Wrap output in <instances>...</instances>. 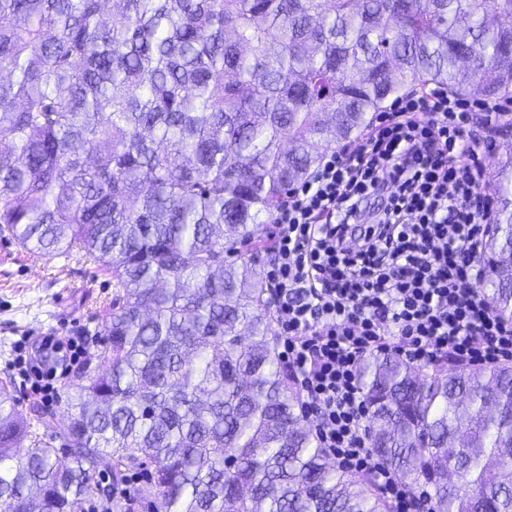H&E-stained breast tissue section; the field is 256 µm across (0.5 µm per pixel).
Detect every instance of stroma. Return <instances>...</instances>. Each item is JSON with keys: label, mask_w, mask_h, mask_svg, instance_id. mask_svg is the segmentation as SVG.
<instances>
[{"label": "stroma", "mask_w": 512, "mask_h": 512, "mask_svg": "<svg viewBox=\"0 0 512 512\" xmlns=\"http://www.w3.org/2000/svg\"><path fill=\"white\" fill-rule=\"evenodd\" d=\"M112 299V277L99 264L79 254L43 257L30 253L9 235L0 234V378L16 377V347L34 353V337L53 336L80 344L84 360L103 339L102 319ZM73 374L55 377L49 403L22 400L24 411L50 406L39 424L42 436L58 442L59 418L69 412Z\"/></svg>", "instance_id": "obj_1"}]
</instances>
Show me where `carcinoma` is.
Listing matches in <instances>:
<instances>
[{
  "label": "carcinoma",
  "mask_w": 512,
  "mask_h": 512,
  "mask_svg": "<svg viewBox=\"0 0 512 512\" xmlns=\"http://www.w3.org/2000/svg\"><path fill=\"white\" fill-rule=\"evenodd\" d=\"M512 100V0H0V232L112 276L59 427L0 380V512H393L332 468L280 360L266 218L407 90ZM512 160L482 290L512 321ZM372 448L432 512H512V365L358 370ZM27 443L25 452L18 446Z\"/></svg>",
  "instance_id": "1"
}]
</instances>
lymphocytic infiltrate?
I'll use <instances>...</instances> for the list:
<instances>
[{
  "instance_id": "1",
  "label": "lymphocytic infiltrate",
  "mask_w": 512,
  "mask_h": 512,
  "mask_svg": "<svg viewBox=\"0 0 512 512\" xmlns=\"http://www.w3.org/2000/svg\"><path fill=\"white\" fill-rule=\"evenodd\" d=\"M512 101L449 96L441 86L394 101L358 141L326 153L271 217L264 270L281 361L315 437L339 469L362 474L396 512H431L373 452L357 368L372 352L512 364V321L482 296L477 258L494 205L476 134Z\"/></svg>"
}]
</instances>
